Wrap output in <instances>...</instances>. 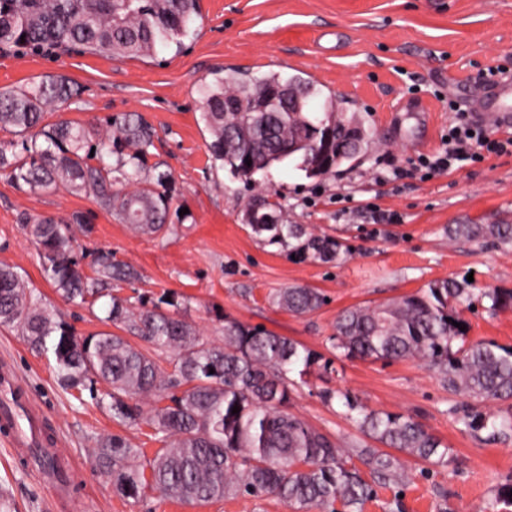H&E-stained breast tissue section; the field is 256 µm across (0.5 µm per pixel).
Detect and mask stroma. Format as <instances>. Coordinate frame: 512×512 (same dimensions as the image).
Segmentation results:
<instances>
[{
  "mask_svg": "<svg viewBox=\"0 0 512 512\" xmlns=\"http://www.w3.org/2000/svg\"><path fill=\"white\" fill-rule=\"evenodd\" d=\"M200 6L197 33L179 53L124 60L0 53V89L56 75L80 87L62 118L101 123L143 116L158 136L148 161L172 174L170 229L154 237L136 233L92 199L22 192L0 177V265L18 271L78 334L104 330L86 308L55 293L19 222L24 213L91 215L94 232L80 238L81 248L111 251L141 275L122 284L120 296L134 301L175 292L186 299L181 318L208 340L223 339L230 318L295 339L332 361L331 374L313 367L289 410L339 446L367 438L341 401L321 399L327 387L374 410L413 415L453 448L454 462L426 475L420 462L407 459L402 493L378 489L364 512H480L512 496V434L490 442L474 436L460 420L465 398L448 392L424 363L338 358L329 342L342 310L411 294L435 280L469 275L476 291L512 290V248L448 237L452 224H512V155L463 163L428 179L395 174L440 148L454 117L449 99L478 90L486 67L512 71V0H200ZM229 67L254 76L298 75L321 96L340 94L373 131L374 144L319 179L290 163L244 183L213 162L200 117L199 84ZM260 200L278 204L283 223L337 240L342 260L302 261L293 256L294 240L255 235L247 210ZM294 285L317 289L326 304L306 316L279 309L273 294ZM462 317L469 340L512 347V308L492 314L479 306ZM4 362L83 471L74 512H288L273 499L192 505L156 492L136 502L115 496L95 466V440L118 434L151 454L157 445L148 427L118 425L91 398L76 400L45 354L0 328ZM0 512H58L53 489L10 457L1 436Z\"/></svg>",
  "mask_w": 512,
  "mask_h": 512,
  "instance_id": "obj_1",
  "label": "stroma"
}]
</instances>
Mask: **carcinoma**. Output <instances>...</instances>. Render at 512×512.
<instances>
[{
	"mask_svg": "<svg viewBox=\"0 0 512 512\" xmlns=\"http://www.w3.org/2000/svg\"><path fill=\"white\" fill-rule=\"evenodd\" d=\"M199 17L198 0H0V51L154 56L181 49L196 34ZM198 94L212 158L248 184L256 172L286 161L308 178L324 176L373 142L370 130L340 110L338 99H326L317 112L288 111V97L309 102L318 95L300 76L252 77L227 68L203 82ZM77 95L79 88L64 76L0 90V174L30 192L90 198L139 234L168 231L172 197L154 186L171 177L147 165L154 128L137 114L117 127L108 120L113 131L105 135L72 120L48 121ZM21 223L29 226L56 292L91 309L101 305L102 322L118 332L77 334L8 265L0 266V327L51 354L65 389L89 390L113 421L144 423L161 444L148 458L120 435L98 441L95 460L115 495L137 500L150 489L186 503L251 496L277 499L291 512H363L375 487L406 485L400 455L431 466L450 462L452 449L414 416L369 410L348 394L347 415L383 448H338L288 412L289 373L305 374L321 355L287 336L228 319L224 340L212 343L179 318L184 298L175 292L156 302L141 295L133 305L115 289L139 279L137 270L112 261L105 250L86 264V254L76 250L75 233L94 232L84 214L67 220L24 216ZM249 224L256 234L300 241L297 251L314 259L340 257L338 242L307 237L299 224ZM448 234L512 246V224H454ZM473 296L467 282L444 279L412 294L347 308L336 318L331 347L351 359H419L456 395L480 402L512 399V348L472 342L453 325L463 322L461 310L473 307ZM481 298L491 312L512 306L510 290H487ZM273 303L304 316L319 310L325 298L314 288L291 286ZM130 335L140 344H132ZM463 423L489 431L490 439L512 429V418L474 411Z\"/></svg>",
	"mask_w": 512,
	"mask_h": 512,
	"instance_id": "cac0c4a2",
	"label": "carcinoma"
}]
</instances>
